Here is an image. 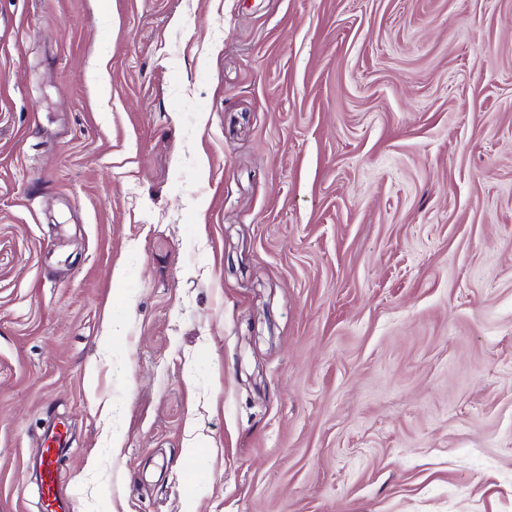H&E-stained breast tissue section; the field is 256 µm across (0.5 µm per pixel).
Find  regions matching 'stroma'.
<instances>
[{"mask_svg":"<svg viewBox=\"0 0 512 512\" xmlns=\"http://www.w3.org/2000/svg\"><path fill=\"white\" fill-rule=\"evenodd\" d=\"M57 422L68 512H512V0H0V512Z\"/></svg>","mask_w":512,"mask_h":512,"instance_id":"35a3bbf8","label":"stroma"}]
</instances>
